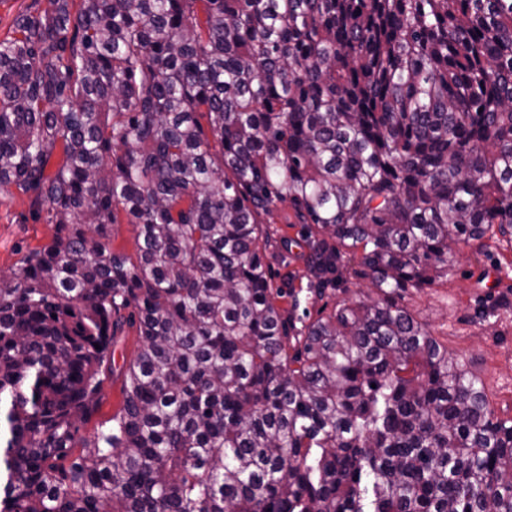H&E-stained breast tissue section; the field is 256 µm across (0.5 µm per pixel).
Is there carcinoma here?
Here are the masks:
<instances>
[{"label":"carcinoma","mask_w":512,"mask_h":512,"mask_svg":"<svg viewBox=\"0 0 512 512\" xmlns=\"http://www.w3.org/2000/svg\"><path fill=\"white\" fill-rule=\"evenodd\" d=\"M8 187L54 232L0 275V512H512V421L399 303L512 236V0H48ZM285 208L309 293L372 292L296 316ZM276 222L277 224H268L270 233L274 234V237L277 238L278 235L287 236L289 243L287 249L278 241L277 243H273L274 247L270 248L266 252L265 261L271 264L274 271L276 272L273 279V287H281L283 282L288 283L289 276L296 275L297 278L294 279L292 283L295 292H299V308L296 311V315L301 317L302 311L305 308L314 314L316 310L320 308L328 299L325 298L323 300H319L307 292V279L305 277L307 272L304 262V254L308 252V249L306 248L305 243L301 237L302 225L293 224V226H289V224H284L282 218H278ZM276 230H279V232L277 233ZM281 255L287 256V264L282 263L280 257ZM126 223L127 221L124 220L123 224L112 225V244L117 251L127 255H134L135 234L131 224ZM344 265L345 281L341 285V287L349 288V292L346 295L338 293V296L340 298L352 297L355 296L356 294H359L360 291L363 293L370 292L371 285L369 281L354 274L355 269H358V267L353 262H348L347 258L344 261ZM139 347L140 339L137 336L136 329H126L125 335L120 338L115 352L117 368L123 365V359L125 362H129L135 356ZM116 375L112 379H106L103 384V403L96 417L86 425V432L93 431L95 425L99 422L108 420L112 415L118 413L123 405V396L121 393V378Z\"/></svg>","instance_id":"carcinoma-1"}]
</instances>
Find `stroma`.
I'll use <instances>...</instances> for the list:
<instances>
[{"label": "stroma", "mask_w": 512, "mask_h": 512, "mask_svg": "<svg viewBox=\"0 0 512 512\" xmlns=\"http://www.w3.org/2000/svg\"><path fill=\"white\" fill-rule=\"evenodd\" d=\"M288 245H274L265 260L275 271L274 286L292 282L300 308L316 311L322 302L306 290L301 225L277 222ZM52 228L31 216L27 196L0 194V274L21 258L20 248L47 244ZM405 306L480 378L496 417L512 418V242L462 248L448 277L436 286L412 290Z\"/></svg>", "instance_id": "obj_1"}]
</instances>
